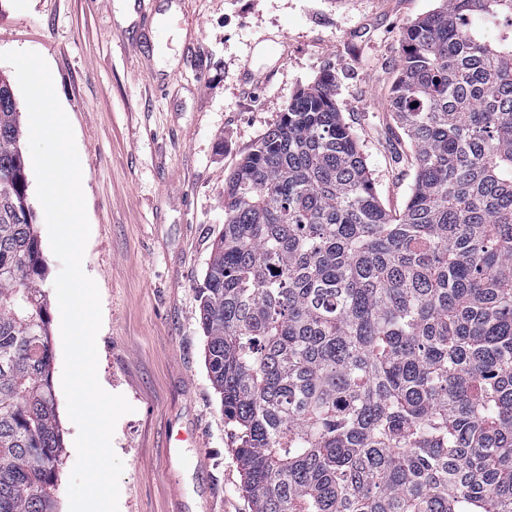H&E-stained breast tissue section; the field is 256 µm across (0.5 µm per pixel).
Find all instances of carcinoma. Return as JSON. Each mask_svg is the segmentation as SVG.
<instances>
[{
  "label": "carcinoma",
  "mask_w": 512,
  "mask_h": 512,
  "mask_svg": "<svg viewBox=\"0 0 512 512\" xmlns=\"http://www.w3.org/2000/svg\"><path fill=\"white\" fill-rule=\"evenodd\" d=\"M335 83L300 88L224 179L198 288L251 512H512V0H439L403 28L390 111L416 176L399 215ZM22 140L0 75V512H53Z\"/></svg>",
  "instance_id": "1"
}]
</instances>
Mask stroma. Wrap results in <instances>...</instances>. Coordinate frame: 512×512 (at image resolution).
<instances>
[{
	"instance_id": "obj_1",
	"label": "stroma",
	"mask_w": 512,
	"mask_h": 512,
	"mask_svg": "<svg viewBox=\"0 0 512 512\" xmlns=\"http://www.w3.org/2000/svg\"><path fill=\"white\" fill-rule=\"evenodd\" d=\"M437 0H0V52L34 51L72 125L97 284L98 379L133 407L112 446L119 512H249L205 363L197 289L224 222V179L303 86L330 68L336 106L384 208L403 211L412 147L388 110L399 33ZM52 382L69 512L76 426L62 389L53 254L41 204Z\"/></svg>"
}]
</instances>
